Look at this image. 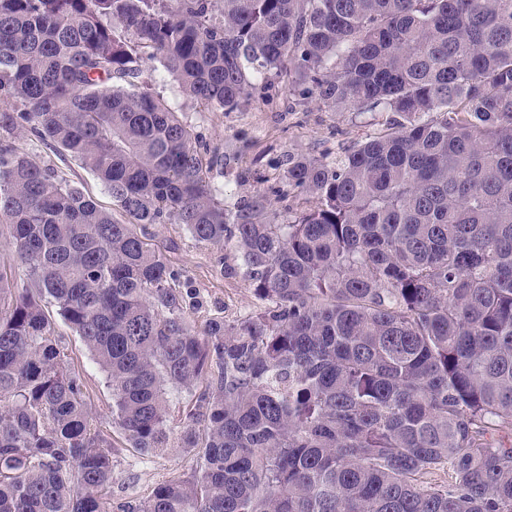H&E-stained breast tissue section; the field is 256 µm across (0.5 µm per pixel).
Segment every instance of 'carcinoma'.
Returning <instances> with one entry per match:
<instances>
[{"label":"carcinoma","mask_w":512,"mask_h":512,"mask_svg":"<svg viewBox=\"0 0 512 512\" xmlns=\"http://www.w3.org/2000/svg\"><path fill=\"white\" fill-rule=\"evenodd\" d=\"M0 0V112L93 173L105 209L0 144V512H512V0ZM112 19L108 24L105 19ZM158 59L204 107L295 73L386 129L288 155L283 215L224 208L183 113L133 82ZM233 243L264 306L201 331L196 289L146 242ZM112 386L130 447L188 478L112 500L48 306ZM192 393L170 423L172 391ZM0 269L2 272L11 273L17 288H23L27 284L22 267L14 257L13 248L5 235L0 236Z\"/></svg>","instance_id":"obj_1"}]
</instances>
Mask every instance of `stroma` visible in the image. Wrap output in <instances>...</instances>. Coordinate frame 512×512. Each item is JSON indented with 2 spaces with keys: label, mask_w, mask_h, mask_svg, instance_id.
Returning a JSON list of instances; mask_svg holds the SVG:
<instances>
[{
  "label": "stroma",
  "mask_w": 512,
  "mask_h": 512,
  "mask_svg": "<svg viewBox=\"0 0 512 512\" xmlns=\"http://www.w3.org/2000/svg\"><path fill=\"white\" fill-rule=\"evenodd\" d=\"M139 67L142 86L184 113L206 143L210 157L220 161L224 156H233L231 168L212 173V182L223 192L228 207L261 191L272 195V205L279 211L298 213L307 209L309 202L305 195L294 192L282 199L275 196L277 190L286 186L288 155L298 152L334 159L366 136L380 132L386 120L381 112L329 111L292 76L269 90L254 93L238 109L223 112L187 98L160 61L144 59ZM9 143L41 164L61 171L84 187L99 204L111 207L112 199L97 179L74 159L63 158L39 142L29 128L13 134ZM149 234L150 243L163 246L171 268L188 277L199 293L201 307L190 315L194 326H202L207 317L217 312L231 321L261 308L262 303L244 278L232 246L219 248L196 241L185 226L172 221L150 226ZM54 330L72 366L85 376L97 427L119 450L114 458L113 495L139 503L149 496L157 482L190 473L194 461L182 449L171 448L143 459L127 446L112 422V388L106 377L68 325L55 320Z\"/></svg>",
  "instance_id": "obj_1"
}]
</instances>
